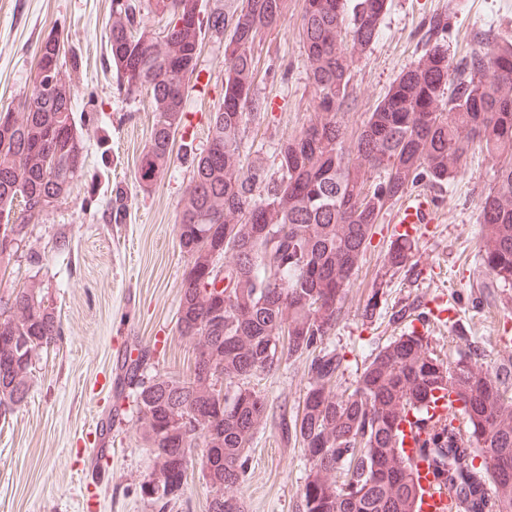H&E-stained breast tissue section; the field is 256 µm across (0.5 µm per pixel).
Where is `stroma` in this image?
Instances as JSON below:
<instances>
[{
  "label": "stroma",
  "instance_id": "1",
  "mask_svg": "<svg viewBox=\"0 0 512 512\" xmlns=\"http://www.w3.org/2000/svg\"><path fill=\"white\" fill-rule=\"evenodd\" d=\"M289 3L285 21L256 49L257 89L270 106L247 141L268 155L315 107L301 42L304 0ZM110 7L111 0H0V110L28 91L38 47L57 33L87 151L69 196L26 224L17 251L0 264V297L37 280L60 325L35 364L26 402L0 416V512H161L142 489L152 455L119 396L121 359L148 351L149 373L165 377L185 376L194 365V347L177 327L187 257L175 224L191 158L207 148L209 115L222 101L224 49L206 42L171 161L142 186L135 173L152 133V100L116 89L105 45ZM438 18L449 22L439 39L456 63L476 49L477 29L512 33V0H390L378 39L353 72L343 116L349 130L414 61ZM495 167L491 156L469 151L460 174L434 190V221L419 225L405 264L389 262L398 235L393 211L376 224L323 343L342 359L336 394L350 393L378 350L414 329L441 361L477 359L512 395V285L494 281L479 254V203ZM117 202L124 206L118 217ZM249 385L266 412L235 493L244 512H301L309 464L293 424L308 390V361L282 359Z\"/></svg>",
  "mask_w": 512,
  "mask_h": 512
}]
</instances>
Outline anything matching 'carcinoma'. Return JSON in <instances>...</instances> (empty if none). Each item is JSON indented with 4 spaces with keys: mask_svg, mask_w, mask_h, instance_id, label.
Listing matches in <instances>:
<instances>
[{
    "mask_svg": "<svg viewBox=\"0 0 512 512\" xmlns=\"http://www.w3.org/2000/svg\"><path fill=\"white\" fill-rule=\"evenodd\" d=\"M387 6L305 0L302 41L316 109L299 135L278 142L275 170L263 150L247 153L244 145L268 112L255 91V47L285 20L288 0H117L111 7L106 42L117 90L128 98L150 92L155 112L137 170L145 186L169 162L206 39L224 45V96L210 116L208 148L192 158L176 225L189 260L177 324L195 344L192 374L149 376L143 353L121 365L152 476L170 472L169 496L151 498L155 505L166 507L182 488L200 434L209 448L201 462L208 512H243L233 489L266 409L248 379L285 355L307 354L309 388L294 422L309 462L303 512H415L420 473L401 455L400 428L440 389L462 407L419 419L420 455L441 476L454 512H485L488 483L495 512H512V397L487 367L471 358L446 366L410 331L379 350L339 396L332 385L341 357L318 349L384 212L416 188L455 179L475 143L499 158L480 206L482 257L496 280L512 283V36L477 30L480 50L454 67L448 48L427 38L351 135L343 110L352 72ZM150 13L172 25L162 40L144 24ZM167 59L176 66L163 71ZM72 89L67 74L51 95L32 86L22 106L0 115V219L15 237L45 210L42 200L64 198L84 171L86 155L73 149ZM208 257L210 273L227 280L220 296L198 284L199 260ZM59 334L39 282L9 295L0 336L15 341L0 343V413L26 401L38 352ZM502 464L509 474L497 479Z\"/></svg>",
    "mask_w": 512,
    "mask_h": 512,
    "instance_id": "obj_1",
    "label": "carcinoma"
}]
</instances>
